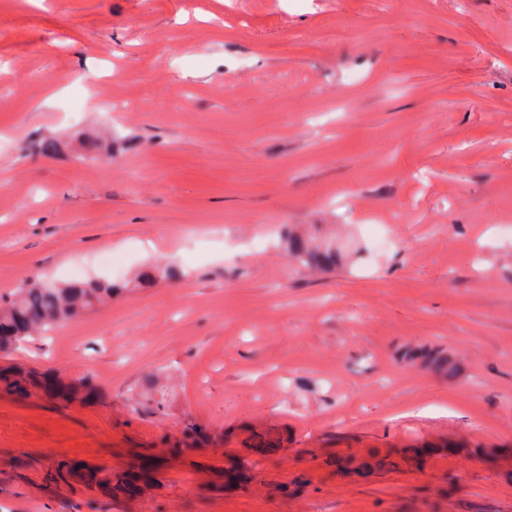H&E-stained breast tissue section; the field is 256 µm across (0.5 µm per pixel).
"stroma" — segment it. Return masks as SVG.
<instances>
[{
	"label": "stroma",
	"instance_id": "stroma-1",
	"mask_svg": "<svg viewBox=\"0 0 512 512\" xmlns=\"http://www.w3.org/2000/svg\"><path fill=\"white\" fill-rule=\"evenodd\" d=\"M165 263L0 351L96 391L0 394V512H512V0H0V298ZM287 252L293 260L314 271L335 267L339 258L336 248L313 235L290 234ZM388 460V456L380 457L378 452H371V458L360 460L358 464L351 456L336 457V468L340 472L354 471L359 475H366L371 473L376 468H383L386 466L394 467L397 462Z\"/></svg>",
	"mask_w": 512,
	"mask_h": 512
}]
</instances>
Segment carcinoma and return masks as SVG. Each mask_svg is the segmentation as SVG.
<instances>
[{"mask_svg":"<svg viewBox=\"0 0 512 512\" xmlns=\"http://www.w3.org/2000/svg\"><path fill=\"white\" fill-rule=\"evenodd\" d=\"M288 255L299 264L314 270L323 271L336 266L339 255L336 248L318 240L313 235L291 234L288 236ZM173 267H151L139 272L130 284L135 288L151 286L158 276L170 275ZM119 287L105 282H74L63 287L43 282L27 284L18 288L4 303L0 304V351H6L26 338L46 332L55 326L75 321L84 314L112 298ZM424 365L453 379L458 372L455 362L441 355H424ZM0 389L17 398H26L33 389H40L47 394L66 398L80 393L81 387L73 385L67 393L57 385L50 375H36L20 368L0 371ZM397 462L381 456L377 452L371 457L355 461L350 456L336 458V468L340 472L353 471L359 475L371 473L376 468L394 467ZM141 465H132L127 471L112 482V475H106L100 485L112 484L130 492L136 488L138 472ZM82 476L79 464L71 460H59L54 466L53 481H65L71 477Z\"/></svg>","mask_w":512,"mask_h":512,"instance_id":"1","label":"carcinoma"}]
</instances>
